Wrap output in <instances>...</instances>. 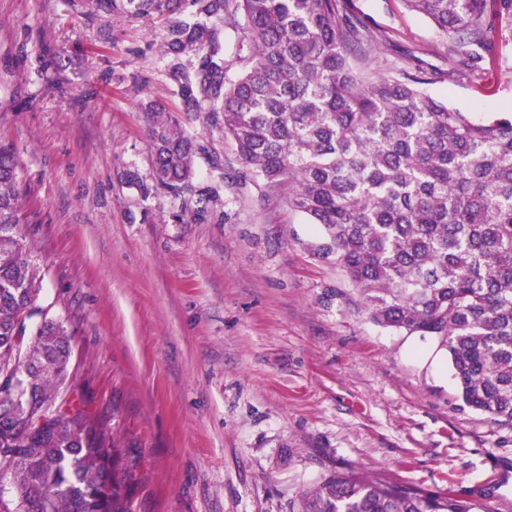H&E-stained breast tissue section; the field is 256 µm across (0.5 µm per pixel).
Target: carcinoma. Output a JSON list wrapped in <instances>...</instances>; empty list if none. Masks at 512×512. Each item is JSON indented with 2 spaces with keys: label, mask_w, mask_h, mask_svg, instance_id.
<instances>
[{
  "label": "carcinoma",
  "mask_w": 512,
  "mask_h": 512,
  "mask_svg": "<svg viewBox=\"0 0 512 512\" xmlns=\"http://www.w3.org/2000/svg\"><path fill=\"white\" fill-rule=\"evenodd\" d=\"M448 36L452 55L485 58L512 32V0H403ZM164 20L160 52L179 111L233 146L236 183L262 182L320 226L323 256L377 325L445 350L457 400L512 425V112L482 121L424 93L423 68L371 78L354 63L384 36L350 0H95ZM249 54L228 77L230 34ZM152 119L156 186L193 188V158L224 178V156L161 103ZM22 169L0 141V512H130L137 482L84 392L60 402L70 336L39 306L45 271L24 244ZM50 423L36 431L42 418ZM463 490L425 493L336 470L296 512H476Z\"/></svg>",
  "instance_id": "obj_1"
}]
</instances>
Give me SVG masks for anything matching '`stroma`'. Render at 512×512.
I'll return each mask as SVG.
<instances>
[{
    "instance_id": "obj_1",
    "label": "stroma",
    "mask_w": 512,
    "mask_h": 512,
    "mask_svg": "<svg viewBox=\"0 0 512 512\" xmlns=\"http://www.w3.org/2000/svg\"><path fill=\"white\" fill-rule=\"evenodd\" d=\"M351 8L389 40L372 68L414 57L449 107L512 110V35L483 71L403 0ZM160 32L92 0H0V138L22 161L41 304L70 334L59 396L79 386L110 424L133 512H290L336 469L512 512V426L461 406L435 344L360 311L319 226L199 156L196 190L220 194L205 213L156 187L143 105H177Z\"/></svg>"
}]
</instances>
